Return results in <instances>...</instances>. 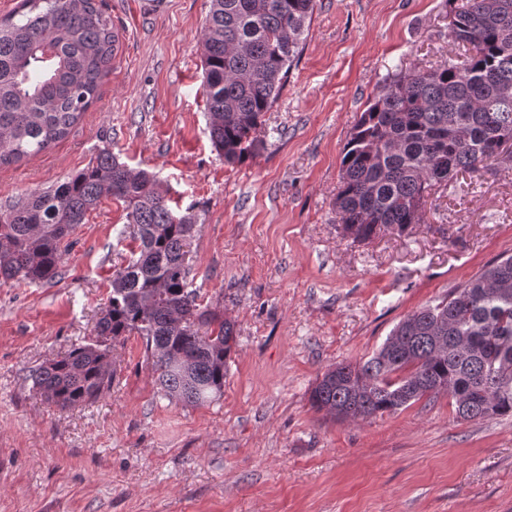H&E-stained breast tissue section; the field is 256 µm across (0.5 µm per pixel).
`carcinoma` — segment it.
Masks as SVG:
<instances>
[{
  "label": "carcinoma",
  "instance_id": "cac0c4a2",
  "mask_svg": "<svg viewBox=\"0 0 512 512\" xmlns=\"http://www.w3.org/2000/svg\"><path fill=\"white\" fill-rule=\"evenodd\" d=\"M202 30L210 140L224 162L257 148L255 132L287 78L315 0H211ZM465 56L388 75L343 148L336 214L368 240L421 223L425 194L487 164L512 166V0H465L448 24ZM116 27L98 0H20L0 18V167L66 138L115 57ZM125 205L139 251L112 276L95 339L32 371L62 409L112 385V343L145 341L159 389L197 406L221 397L234 324L188 288L197 218L174 211L155 176L106 149L96 163L0 205V282H51L68 238L103 195ZM448 396L466 421L512 412V256L401 320L364 362L317 380L311 406L338 420L395 413Z\"/></svg>",
  "mask_w": 512,
  "mask_h": 512
}]
</instances>
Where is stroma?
<instances>
[{
  "mask_svg": "<svg viewBox=\"0 0 512 512\" xmlns=\"http://www.w3.org/2000/svg\"><path fill=\"white\" fill-rule=\"evenodd\" d=\"M211 0H103L121 46L69 137L0 168V204L109 150L156 175L199 231L189 280L236 329L222 396L165 397L140 336L112 348V389L59 409L31 371L94 338L136 243L103 196L58 277L0 284V512H512V414L457 418L447 396L367 421L315 411L317 378L512 255V169L428 192L421 223L367 241L333 202L350 131L391 73L442 64L454 0H316L298 57L228 165L209 138L201 34Z\"/></svg>",
  "mask_w": 512,
  "mask_h": 512,
  "instance_id": "stroma-1",
  "label": "stroma"
}]
</instances>
